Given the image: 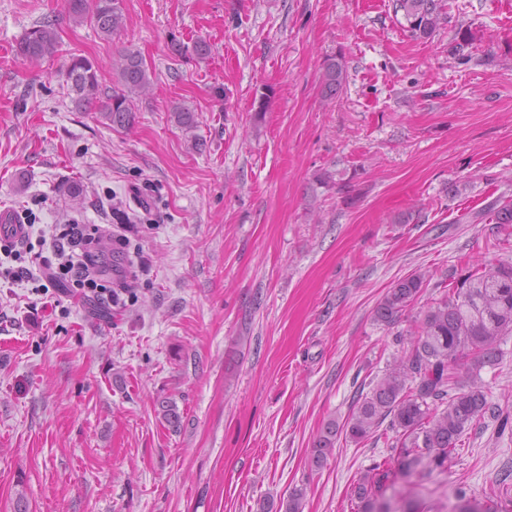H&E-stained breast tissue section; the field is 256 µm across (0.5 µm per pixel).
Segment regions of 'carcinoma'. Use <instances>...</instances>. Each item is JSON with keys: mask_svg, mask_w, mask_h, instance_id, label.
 <instances>
[{"mask_svg": "<svg viewBox=\"0 0 512 512\" xmlns=\"http://www.w3.org/2000/svg\"><path fill=\"white\" fill-rule=\"evenodd\" d=\"M72 18L86 20L105 37L124 27L121 0H65ZM447 0H392L394 15L415 40L430 39L446 18ZM58 35L49 22H38L17 42L15 54L38 61L54 55ZM121 85L107 101H100L98 68L83 56L71 58L66 83L79 110L99 109L109 126L129 128L134 121L132 98L145 95L152 87L139 53L126 50L114 61ZM347 79L339 56L323 62L322 95L336 97ZM497 224H512V198L503 196L488 206ZM428 279L415 272L394 282L376 303L374 320L390 326L418 304ZM409 348L361 395L342 426L327 422L314 439L310 465L319 468L336 448L338 433L361 443L381 426L394 433L396 471L374 464L353 489L357 512H390L379 503L386 490L400 477L422 481L441 471L456 451L457 443L471 426L493 410L478 370L497 361L496 346L512 335V262L481 264L474 270L450 278L448 293L429 303L415 319Z\"/></svg>", "mask_w": 512, "mask_h": 512, "instance_id": "1", "label": "carcinoma"}]
</instances>
